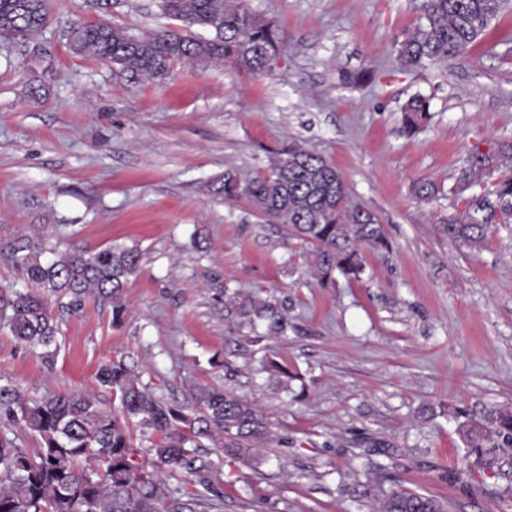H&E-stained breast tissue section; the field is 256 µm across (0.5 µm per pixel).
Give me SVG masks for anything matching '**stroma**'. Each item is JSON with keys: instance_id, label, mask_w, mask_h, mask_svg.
Segmentation results:
<instances>
[{"instance_id": "obj_1", "label": "stroma", "mask_w": 512, "mask_h": 512, "mask_svg": "<svg viewBox=\"0 0 512 512\" xmlns=\"http://www.w3.org/2000/svg\"><path fill=\"white\" fill-rule=\"evenodd\" d=\"M424 2L249 0L287 38L267 74L187 63L161 81L115 78L67 48L83 0H52L42 63L0 39V240L33 231L62 252L141 251L121 326L98 300L76 314L50 300L53 364L0 320V378L109 410L117 400L96 372L131 353L169 401L196 384L234 389L270 436L253 465L225 468L224 512H373L364 487L377 480L448 499L451 512H512L511 450L468 483L446 477L463 429L512 411V217L498 215L479 248L441 230L474 194L459 183L468 156L497 160L512 142V10L458 58L406 70L394 44ZM112 20L173 24L157 0H119ZM416 95L431 118L411 134L403 106ZM293 141L333 163L385 228L391 247L363 248L362 280L320 287L285 225L210 191L225 170L259 174L268 150ZM419 181L438 194L416 196ZM226 287L287 300L293 330L229 355L213 301ZM273 361L293 373L288 390Z\"/></svg>"}]
</instances>
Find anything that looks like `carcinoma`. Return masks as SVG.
I'll return each mask as SVG.
<instances>
[{"label": "carcinoma", "instance_id": "cac0c4a2", "mask_svg": "<svg viewBox=\"0 0 512 512\" xmlns=\"http://www.w3.org/2000/svg\"><path fill=\"white\" fill-rule=\"evenodd\" d=\"M84 2L96 20L71 24V51L109 60L117 75L131 83L162 80L175 64L196 61L229 63L260 74L285 48L284 32L256 17L248 0H160L162 13L180 21L182 28L137 34L110 21L116 0ZM510 7L512 0H426L419 25L395 41L397 60L416 68L455 58ZM50 14L51 0H0V38L22 42L39 62L42 48L33 39L47 27ZM195 27L208 35L193 32ZM403 112L406 129L413 133L430 117L429 102L416 95ZM491 171V158L473 154L460 183L479 185ZM212 190L226 201L245 198L257 212L287 226L310 247V271L323 287L335 284L338 275L350 281L362 278L360 247L389 248L383 224L370 209L351 201L337 168L296 143L271 151L266 170L258 176L224 171ZM486 195L496 197L502 213L512 215L511 176ZM475 212L479 207L470 201L464 215L444 221L448 240L483 245L490 225L474 217ZM49 251L46 239L37 234L0 243V257L20 279L38 288L17 292L7 301L9 330L24 346L44 348L42 358L51 364L57 323L46 297L64 301L76 313L94 296L112 306V322L117 324L126 312V288L140 269L141 253L136 247L115 245L91 255L69 251L46 261ZM215 301L224 305L228 330L252 332L237 343L240 349L286 336L292 328L284 299L226 288ZM142 376L143 368L131 353L100 365L98 383L119 397V406L110 413L79 391L28 397L9 382L0 384V412L39 437V448L31 453L0 437V512H223L224 463H250L256 444L269 437L265 418L231 389L196 384L190 388V401L176 404ZM133 422L149 436L160 437L147 449L155 458L154 472L136 460L138 451L127 430ZM487 422L488 428L464 431L466 447H483L489 430L511 447L512 412L491 413ZM207 442L215 453L203 450ZM164 475L179 486L162 491ZM374 501L377 512H448L441 500L402 487L379 484Z\"/></svg>", "mask_w": 512, "mask_h": 512}]
</instances>
